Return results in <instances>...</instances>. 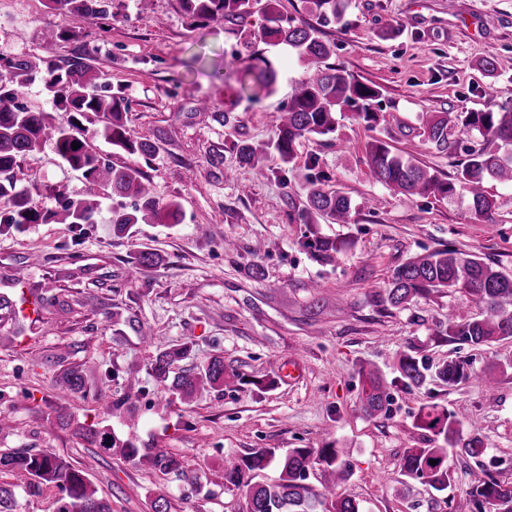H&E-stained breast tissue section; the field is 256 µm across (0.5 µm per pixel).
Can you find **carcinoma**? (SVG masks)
<instances>
[{
    "mask_svg": "<svg viewBox=\"0 0 512 512\" xmlns=\"http://www.w3.org/2000/svg\"><path fill=\"white\" fill-rule=\"evenodd\" d=\"M255 0H180L185 15L193 22H210L226 18L243 19L252 14ZM278 0H267L261 41L272 47L286 46L302 63L303 77L283 111L275 116L276 137L266 149L288 164L300 140L309 136H328L336 132V115L346 107L371 127L379 121L382 90L375 84L360 81L344 66L330 61L332 50L317 36L312 27L294 24V20L276 8ZM344 0H308L324 23L338 22ZM53 12L70 16L73 24L60 33L64 42L77 41L83 34L81 23L111 20L112 0H47ZM247 67L249 81L241 87L257 96L270 93L276 80L273 61L262 50L254 51ZM0 232H20L26 224L54 221L61 224H96L102 213L99 188L108 186L115 197L132 200L131 207L109 210L107 223L118 237L133 234L141 223L179 224L182 208L175 201L161 202L152 193L136 165L116 168L106 162L88 133L84 121L93 114L103 119L99 134L111 149L148 160L156 153L154 142L141 138L126 125L124 114L129 101L122 91H112L103 74L74 56L64 61L49 59L39 68L31 61L0 56ZM39 83L47 96L48 107L30 108L21 102L25 87ZM472 140L466 158L452 179H442L411 159L394 152L379 139L367 146L369 166L374 178L388 190L403 195L447 198L464 192L471 210L478 217L487 216L494 202L488 197L489 181L512 183V105L494 104L479 112H424L421 129L425 140L439 149L448 148V128ZM51 140L61 160L81 174L85 190L80 197L69 199L55 211L39 212L29 206L28 195L38 188L19 187L16 168L19 159ZM80 147L72 148L73 142ZM244 165L264 173L262 156L246 141L234 143ZM352 203L344 194L325 187L324 178L308 180L304 223L315 224L322 218L331 224H348ZM347 243L311 232L305 247L315 260L334 265L346 251ZM386 302L393 307L410 304L415 298L440 289L460 290L470 296L483 313L479 319L465 322L448 321V336H460L465 342L479 346L512 338V275L485 262L475 254L461 252L451 246L408 259L393 271L384 285ZM187 348L161 351L150 362V373L171 395L189 399L206 388L238 389L253 386L267 390L272 378H255L224 365V357L213 356L203 367L193 371H177L176 363ZM429 367L417 358L404 354L398 361L399 380L407 386L420 385ZM364 379L361 396L363 410L374 415L390 401L387 381L376 367H360ZM442 384H461L467 373L462 363L448 361L433 371ZM54 420L96 450L97 454L117 453L121 458L147 465L162 473L177 472L181 461L161 448L138 446L118 439L112 428L86 425L71 414L58 409ZM415 426L432 434L427 448H406L402 468L406 477L436 491L448 489L452 471L448 467V451L479 459L487 449L478 433H463V421L457 414L438 403L421 406ZM271 466L280 469L271 482L258 480ZM318 470L321 487L306 484L307 473ZM22 475L26 488L39 493L45 488L59 492L56 512H112L109 501L97 495L86 472L49 450L39 453H0V475ZM350 477L343 449L333 444L322 448H291L284 454L276 448H256L247 456L224 466V486L245 492L247 512H363L360 503L340 492ZM474 500L479 512H512V485L498 481L482 464L470 471ZM14 485L0 482V512H13Z\"/></svg>",
    "mask_w": 512,
    "mask_h": 512,
    "instance_id": "cac0c4a2",
    "label": "carcinoma"
}]
</instances>
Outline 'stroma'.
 Returning a JSON list of instances; mask_svg holds the SVG:
<instances>
[{
  "instance_id": "1",
  "label": "stroma",
  "mask_w": 512,
  "mask_h": 512,
  "mask_svg": "<svg viewBox=\"0 0 512 512\" xmlns=\"http://www.w3.org/2000/svg\"><path fill=\"white\" fill-rule=\"evenodd\" d=\"M296 24L317 27L332 62L381 87L379 122L366 126L344 111L335 134L302 140L289 164L266 154L265 176L241 164L244 140L264 149L274 115L286 108L303 74L294 53L269 49L275 91L252 101L238 93V71L259 42L261 10L243 19L191 23L180 0H112V21L90 20L80 42L61 41L66 14L46 0H0V54L33 62L86 54L90 65L129 100L128 125L157 150L140 167L160 201L181 203V223L141 224L130 238L106 224H29L0 233V299L25 286L41 302L36 319L0 310V451L50 450L84 469L112 512H151L166 495L173 512H246L240 492L224 486V464L254 448H343L351 465L344 493L365 512H475L469 471L450 456L454 479L435 491L401 472L404 449L424 448L414 425L432 401L464 417L487 444L484 464L512 483V339L474 347L448 338L449 319L480 314L459 291H438L405 307L385 301L384 283L409 258L444 246L473 253L512 273V185L491 182L490 219L466 198L439 200L393 193L373 177L366 144L386 141L440 177L465 159L464 141L447 150L424 140L423 112H475L512 101V0H346L344 19L321 24L307 0H279ZM402 28L386 35L388 23ZM496 68H480L483 59ZM224 120H216V113ZM350 197L351 221L303 224L311 173ZM22 185L38 183L31 206L56 209L54 189L75 198L80 173L44 142L20 161ZM348 242L334 266L316 262L302 243L309 232ZM233 248H225V240ZM156 266L128 278L138 250ZM262 278L251 274L253 266ZM187 347L179 369L224 362L255 377H277L289 361L300 377L268 390L208 389L166 400L149 374L159 351ZM410 354L435 367L464 361L466 382L435 378L397 385L396 364ZM378 367L391 381L386 409L361 407L358 369ZM83 388L60 398L63 372ZM496 383L486 386L485 375ZM127 399L132 412L113 411ZM98 420L122 440L166 450L183 462L162 474L123 458L97 456L70 430L50 423L53 407Z\"/></svg>"
}]
</instances>
